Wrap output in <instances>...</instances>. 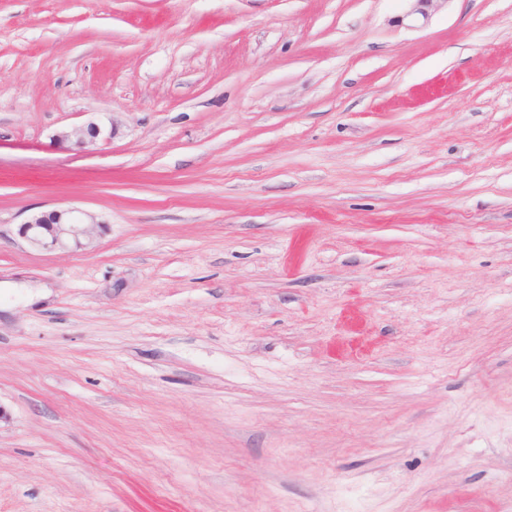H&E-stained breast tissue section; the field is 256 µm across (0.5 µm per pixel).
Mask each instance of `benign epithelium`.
Instances as JSON below:
<instances>
[{
	"label": "benign epithelium",
	"instance_id": "benign-epithelium-1",
	"mask_svg": "<svg viewBox=\"0 0 512 512\" xmlns=\"http://www.w3.org/2000/svg\"><path fill=\"white\" fill-rule=\"evenodd\" d=\"M116 130L115 124L105 125L90 121L82 127L57 135L60 142L75 139V144L92 152L108 143ZM104 229V224L75 209H56L37 215L19 225L18 235L29 245L43 249H80L91 243L93 235Z\"/></svg>",
	"mask_w": 512,
	"mask_h": 512
}]
</instances>
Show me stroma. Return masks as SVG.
<instances>
[{
  "mask_svg": "<svg viewBox=\"0 0 512 512\" xmlns=\"http://www.w3.org/2000/svg\"><path fill=\"white\" fill-rule=\"evenodd\" d=\"M410 8L0 0V512H512V0ZM109 123L110 126L108 127L106 124L90 121L70 133L64 132L57 135L56 139L64 142L74 137L75 144L78 147L85 149L86 152H92L112 139L116 126L113 119H110ZM104 227L82 211L56 209L19 224L18 235L33 247L70 250L88 246L94 233Z\"/></svg>",
  "mask_w": 512,
  "mask_h": 512,
  "instance_id": "stroma-1",
  "label": "stroma"
}]
</instances>
